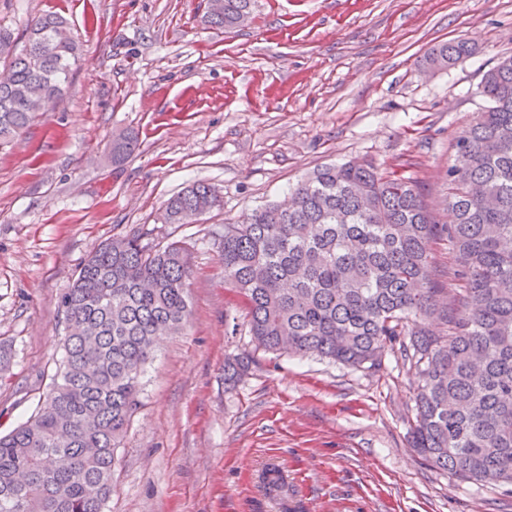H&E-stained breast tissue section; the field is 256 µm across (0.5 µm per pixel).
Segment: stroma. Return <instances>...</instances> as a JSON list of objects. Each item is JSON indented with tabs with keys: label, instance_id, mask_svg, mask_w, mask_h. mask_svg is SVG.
Instances as JSON below:
<instances>
[{
	"label": "stroma",
	"instance_id": "obj_1",
	"mask_svg": "<svg viewBox=\"0 0 512 512\" xmlns=\"http://www.w3.org/2000/svg\"><path fill=\"white\" fill-rule=\"evenodd\" d=\"M205 0H0L25 30L64 16L82 44L54 109L0 149V435L34 412L62 357L60 297L101 243L139 231L190 249L191 315L162 336L118 450L107 512H512V485L433 468L408 441L415 369L400 352L350 368L254 347L247 307L224 280L225 225L284 201L325 163L373 161L416 180L447 220L448 167L485 106L484 73L512 55V0H254L217 30ZM469 37L449 70L423 63ZM135 132L113 166L108 144ZM203 180L223 209L161 223L166 201ZM250 369L224 385L226 357ZM278 465L284 499L262 470ZM475 49V43L469 38L453 39L431 49L425 64L430 69H451L471 57Z\"/></svg>",
	"mask_w": 512,
	"mask_h": 512
}]
</instances>
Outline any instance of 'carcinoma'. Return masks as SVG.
Masks as SVG:
<instances>
[{
	"label": "carcinoma",
	"mask_w": 512,
	"mask_h": 512,
	"mask_svg": "<svg viewBox=\"0 0 512 512\" xmlns=\"http://www.w3.org/2000/svg\"><path fill=\"white\" fill-rule=\"evenodd\" d=\"M252 0L207 4L215 29L240 26ZM66 21L34 19L24 41L0 27V147L53 108L70 82L80 46L60 36ZM475 52L469 38L425 57L451 69ZM489 106L462 132L448 167V222L429 210L417 182L383 176L370 161L324 164L292 190L293 206L267 203L224 225V280L247 305L248 328L266 351L378 364L403 337L416 369L411 447L462 480L512 484V56L482 79ZM137 138L112 139V163ZM224 206L196 181L161 215ZM446 241L455 265L439 269L432 245ZM188 252L140 235L91 253L60 298L64 355L34 413L0 435V512H105L116 450L138 406L143 366L157 338L188 321ZM458 283L445 288L442 277ZM249 361L224 360L235 384Z\"/></svg>",
	"instance_id": "carcinoma-1"
}]
</instances>
